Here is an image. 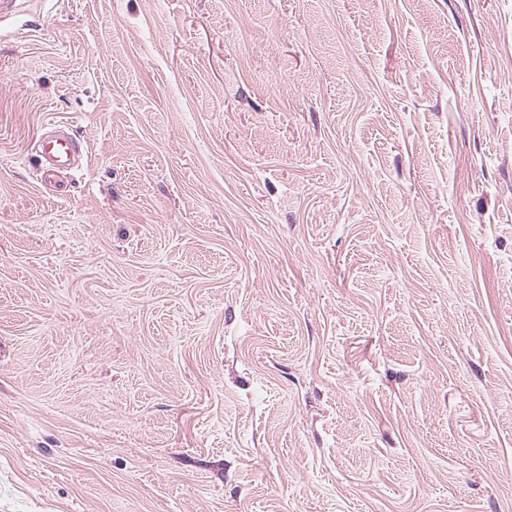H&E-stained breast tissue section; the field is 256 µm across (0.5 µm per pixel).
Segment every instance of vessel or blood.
Masks as SVG:
<instances>
[{
    "mask_svg": "<svg viewBox=\"0 0 512 512\" xmlns=\"http://www.w3.org/2000/svg\"><path fill=\"white\" fill-rule=\"evenodd\" d=\"M82 147L83 141L71 123L48 124L46 131L35 138L33 145L37 154L36 170L40 180L52 183L60 175L70 171L75 166Z\"/></svg>",
    "mask_w": 512,
    "mask_h": 512,
    "instance_id": "b4317fda",
    "label": "vessel or blood"
}]
</instances>
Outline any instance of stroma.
Listing matches in <instances>:
<instances>
[{
  "mask_svg": "<svg viewBox=\"0 0 512 512\" xmlns=\"http://www.w3.org/2000/svg\"><path fill=\"white\" fill-rule=\"evenodd\" d=\"M0 512H512V0L17 5ZM34 140L33 149L39 161L37 176L45 183H52L76 164L84 141L76 134L72 123L54 122Z\"/></svg>",
  "mask_w": 512,
  "mask_h": 512,
  "instance_id": "stroma-1",
  "label": "stroma"
}]
</instances>
